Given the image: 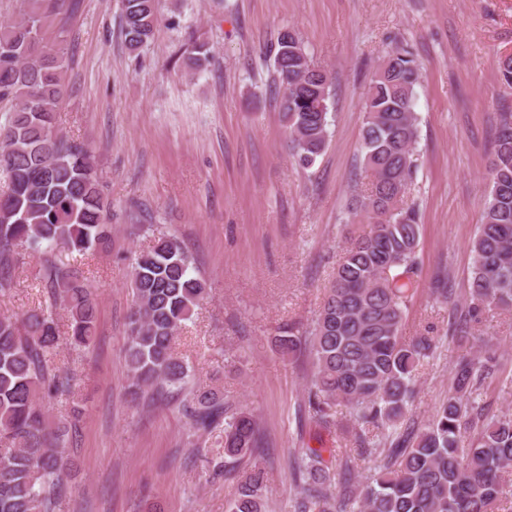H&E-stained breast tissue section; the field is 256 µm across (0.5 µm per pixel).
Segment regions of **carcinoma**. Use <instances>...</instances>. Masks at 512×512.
<instances>
[{
    "mask_svg": "<svg viewBox=\"0 0 512 512\" xmlns=\"http://www.w3.org/2000/svg\"><path fill=\"white\" fill-rule=\"evenodd\" d=\"M42 0H25L15 20L0 23V100L13 110L0 124V291L16 250L35 256L61 247L72 261L108 247L110 204L100 188L91 151L56 131L68 68L62 50L42 43ZM156 0H121V35L136 52L153 35ZM280 112L292 155L312 167L329 140L330 76L316 65L296 32L281 31L273 49ZM210 62L204 41L191 44L192 71ZM418 68L396 47L382 59L364 95L361 155L368 185L353 194L352 212L369 220L346 238L333 280L313 327L276 339L282 353L305 348L314 373L308 406L320 424L333 425L332 410L350 406L358 430L355 456L338 448H302L289 457L297 496L290 512H504V488L512 474V414L488 416L477 398L500 363L489 333L472 324L496 309L512 307V114L502 119L488 166L482 222L471 243L468 296L460 304V338L475 355L452 366L448 398L414 437L402 433L419 368L436 348L433 336H404V319L416 289L421 225L405 204L418 138L415 112ZM138 229L152 244L134 254L129 285L125 359L130 393L165 385L187 389L189 372L177 357L179 330L208 294L191 257L174 235ZM42 278L50 302L21 320L0 318V512H56L51 491L66 472L67 432L47 425L41 399L74 394L56 374L60 336L54 311L68 314V340L90 346L98 319L95 292L71 264L49 259ZM193 426L206 430L226 414L217 393L189 392ZM472 432L469 442L463 435ZM226 457L252 459L243 470H215L238 483L227 512H265L266 473L260 460L254 415L241 410L224 426ZM381 459L378 476L360 482L359 462ZM344 481L336 483V470Z\"/></svg>",
    "mask_w": 512,
    "mask_h": 512,
    "instance_id": "1",
    "label": "carcinoma"
}]
</instances>
